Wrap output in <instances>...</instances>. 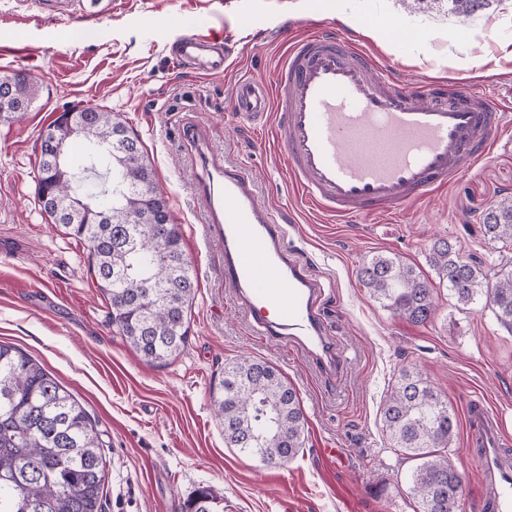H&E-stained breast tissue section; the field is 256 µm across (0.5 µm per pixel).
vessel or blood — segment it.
Returning <instances> with one entry per match:
<instances>
[{
    "label": "vessel or blood",
    "instance_id": "1",
    "mask_svg": "<svg viewBox=\"0 0 512 512\" xmlns=\"http://www.w3.org/2000/svg\"><path fill=\"white\" fill-rule=\"evenodd\" d=\"M186 31L173 57L206 75L234 61ZM233 110L271 120L290 185L315 209L349 222L372 214L402 215L430 200L486 160L512 110L476 91L470 80H393L353 38L321 30L289 44L272 84L241 79ZM200 168L196 185L208 223L224 246V281L254 332L302 353L321 373L341 361L321 314L323 288L285 246L286 229L260 204L253 180L225 165L205 131L183 130ZM468 445L481 482L476 512H512V451L501 420L484 402L467 409Z\"/></svg>",
    "mask_w": 512,
    "mask_h": 512
}]
</instances>
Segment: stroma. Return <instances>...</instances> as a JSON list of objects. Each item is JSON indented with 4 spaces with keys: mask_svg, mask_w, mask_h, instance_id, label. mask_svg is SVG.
<instances>
[{
    "mask_svg": "<svg viewBox=\"0 0 512 512\" xmlns=\"http://www.w3.org/2000/svg\"><path fill=\"white\" fill-rule=\"evenodd\" d=\"M324 3L323 23L351 35L393 76L467 77L501 95L512 90V0L467 21L477 68L448 65L458 20L446 0ZM309 9L310 0H109L88 25L77 0H0V71L38 88L21 121H0V342L41 363L96 419L103 512H183L205 487L217 497L215 512H419L409 491L414 463L390 450L381 420L404 365L428 376L461 423L470 401L484 400L512 442V334L482 302L458 306L444 287L435 318L413 324L380 307L357 276L377 252L425 265L438 237L486 269L512 264V249H491L480 230L485 210L512 196V129L480 168L402 217L339 223L313 210L290 189L266 131L232 110L238 80L272 81L287 44L305 33ZM352 16L395 21L427 44L374 41L349 25ZM190 24L218 44L244 39L249 50L220 75L180 67L172 50ZM88 105L119 114L140 137L198 280L188 344L166 365L146 364L113 329L87 248L37 204L41 131ZM189 124L204 126L225 163L253 177L260 201L286 223L289 250L325 284L327 332L343 354L336 374L321 376L297 352L256 335L237 307L196 195L198 169L182 138ZM239 357L269 362L300 395L304 445L290 463L265 466L224 445L212 386ZM325 448L337 456L324 458ZM448 455L462 477L463 512H474L481 487L463 426Z\"/></svg>",
    "mask_w": 512,
    "mask_h": 512,
    "instance_id": "35a3bbf8",
    "label": "stroma"
}]
</instances>
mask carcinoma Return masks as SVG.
Returning <instances> with one entry per match:
<instances>
[{"label":"carcinoma","instance_id":"carcinoma-1","mask_svg":"<svg viewBox=\"0 0 512 512\" xmlns=\"http://www.w3.org/2000/svg\"><path fill=\"white\" fill-rule=\"evenodd\" d=\"M447 2L448 14L468 19L496 0ZM37 93L26 79H14L11 112L0 113V119L20 118ZM72 113V121L59 116L42 136L68 142L74 123L81 126L79 136L94 145L125 128L116 115L96 106ZM112 154L125 159V186L105 219L72 207L78 190L91 204L115 190L113 163L96 153L82 160L85 173L105 168L104 181L93 189L54 156L41 153L38 202L66 234L88 247L90 270L109 300L112 326L146 362L166 365L187 345L197 281L184 255L180 227L171 219L139 138L123 146L112 143ZM482 232L493 248L512 244V196L484 213ZM426 263L457 304L484 300L496 321L512 332L511 265L490 276L446 238L433 242ZM358 278L374 300L398 317L420 325L436 314L429 280L392 253L363 261ZM213 404L228 448L267 465L273 463L270 449L283 464L303 447L304 414L297 391L263 360L245 357L224 364ZM382 422L391 449L419 461L410 490L420 512H460L456 490L462 479L448 458L458 424L441 393L418 370L404 366L383 405ZM101 448L97 422L84 406L25 352L0 344V512H102L106 463ZM213 504L211 491L202 489L185 509L213 512Z\"/></svg>","mask_w":512,"mask_h":512}]
</instances>
